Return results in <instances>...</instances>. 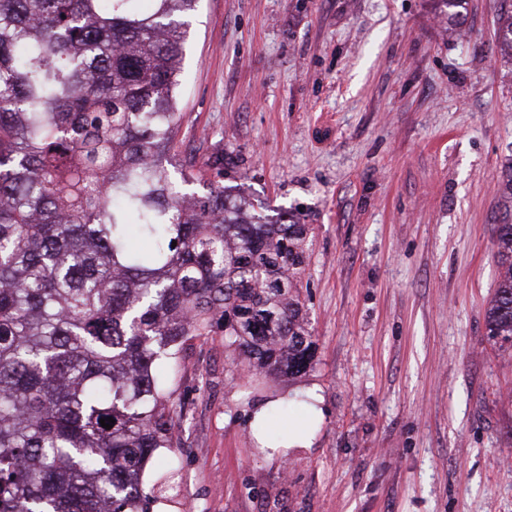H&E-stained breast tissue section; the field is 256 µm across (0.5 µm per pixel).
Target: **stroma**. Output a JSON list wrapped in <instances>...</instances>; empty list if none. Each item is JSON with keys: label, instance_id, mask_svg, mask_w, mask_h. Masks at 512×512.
Here are the masks:
<instances>
[{"label": "stroma", "instance_id": "35a3bbf8", "mask_svg": "<svg viewBox=\"0 0 512 512\" xmlns=\"http://www.w3.org/2000/svg\"><path fill=\"white\" fill-rule=\"evenodd\" d=\"M501 0L451 35L433 0H199L181 73L184 149L308 224L306 375L260 447L241 366L193 341L168 390L178 447L150 512H512V351L492 345L499 188L512 175Z\"/></svg>", "mask_w": 512, "mask_h": 512}]
</instances>
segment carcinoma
I'll return each instance as SVG.
<instances>
[{
  "label": "carcinoma",
  "instance_id": "cac0c4a2",
  "mask_svg": "<svg viewBox=\"0 0 512 512\" xmlns=\"http://www.w3.org/2000/svg\"><path fill=\"white\" fill-rule=\"evenodd\" d=\"M135 2L0 0V512H147L142 471L175 447L160 365L178 370L194 339L224 332L265 378L313 364L308 225L233 195L224 150L177 141L199 0ZM435 2L458 30L467 0ZM495 244L502 347L512 219Z\"/></svg>",
  "mask_w": 512,
  "mask_h": 512
}]
</instances>
